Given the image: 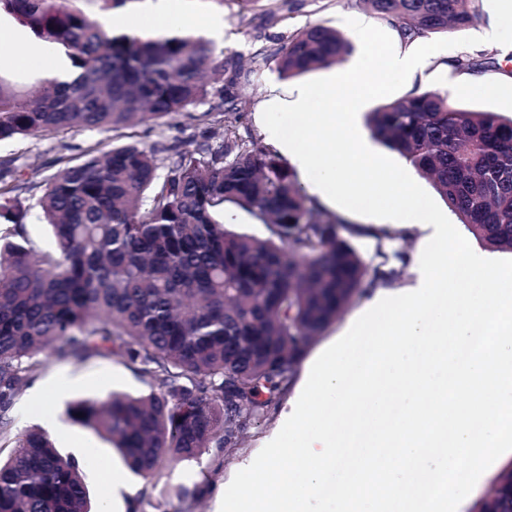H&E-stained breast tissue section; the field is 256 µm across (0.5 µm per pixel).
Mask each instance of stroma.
Wrapping results in <instances>:
<instances>
[{"mask_svg":"<svg viewBox=\"0 0 512 512\" xmlns=\"http://www.w3.org/2000/svg\"><path fill=\"white\" fill-rule=\"evenodd\" d=\"M196 12H219L224 16V43L219 50L225 66L237 67L239 77L234 107L224 115L226 127L246 139L264 141L262 113L271 94L292 99L302 77L281 79L275 53L290 37L309 24L323 23L345 31V18L361 15L371 25L378 18L368 13L360 0H278L274 12L242 9L238 0H191ZM471 54L496 58L500 67L487 72V79L499 85L497 94L479 92L456 94L465 107L512 116V48L493 42L471 46ZM460 48L450 54L431 55L422 70L409 75L402 94L435 90L448 92L457 72L450 56L460 55ZM207 104L167 118L164 125L147 122L135 127L134 139L141 145L163 142L184 151L195 150L212 125ZM102 133L75 130L63 136L19 137L0 142V158L13 160L15 177L23 183L42 186L55 170L57 157L80 158L86 149L102 140ZM114 392L133 396L148 394L143 379L118 360H49L34 385L23 390L13 407L16 430L46 427L49 420L66 422L67 434L53 433L52 438L63 453L82 463L85 482L93 502H107L110 512H127L130 502H137L140 512H220L211 494L212 488L228 487L242 464L255 459L284 424L293 391H286L280 402L237 434L223 452L203 454L200 460L169 464L161 468L151 482H144L126 466L122 456L94 430L67 422L65 409L78 399H102ZM120 477V487H113V477ZM199 488L198 497L179 498L177 487Z\"/></svg>","mask_w":512,"mask_h":512,"instance_id":"stroma-1","label":"stroma"}]
</instances>
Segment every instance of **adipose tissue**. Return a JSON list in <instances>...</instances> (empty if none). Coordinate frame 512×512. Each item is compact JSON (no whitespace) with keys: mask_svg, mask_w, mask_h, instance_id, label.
I'll list each match as a JSON object with an SVG mask.
<instances>
[{"mask_svg":"<svg viewBox=\"0 0 512 512\" xmlns=\"http://www.w3.org/2000/svg\"><path fill=\"white\" fill-rule=\"evenodd\" d=\"M108 26L124 29L126 33L151 37L171 36L183 29L198 26L207 31L215 42L224 39V17L219 13L198 15L187 11L179 0H145L138 16L112 14ZM17 46L18 54L0 56V69L17 72H47L62 78L72 72L69 58L58 46L41 41L19 24L12 16L0 13V45Z\"/></svg>","mask_w":512,"mask_h":512,"instance_id":"1","label":"adipose tissue"}]
</instances>
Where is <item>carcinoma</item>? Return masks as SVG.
Listing matches in <instances>:
<instances>
[{"mask_svg":"<svg viewBox=\"0 0 512 512\" xmlns=\"http://www.w3.org/2000/svg\"><path fill=\"white\" fill-rule=\"evenodd\" d=\"M412 43L470 27L479 0H361ZM39 39L62 46L77 76L19 90L0 76V141L74 129L112 133L83 159L59 157L39 199L54 239L30 237L18 179H0V512H101L79 462L41 429L14 432L15 400L58 360L117 359L151 392L113 393L68 407L67 417L112 442L151 480L164 463L223 451L276 405L317 336L370 288L402 275L389 232L347 223L298 186L294 171L254 140L232 135L237 71L190 34L142 38L106 28L70 0H0ZM350 42L323 23L276 54L284 79L343 61ZM455 69L495 68L463 54ZM207 100L209 140L193 152L117 144ZM370 136L428 180L458 223L487 248L512 253V118L423 91L365 116ZM165 170L159 175V170ZM242 211L266 227L257 238L219 217ZM377 240L367 265L349 242ZM479 512H512L506 468Z\"/></svg>","mask_w":512,"mask_h":512,"instance_id":"1","label":"carcinoma"}]
</instances>
